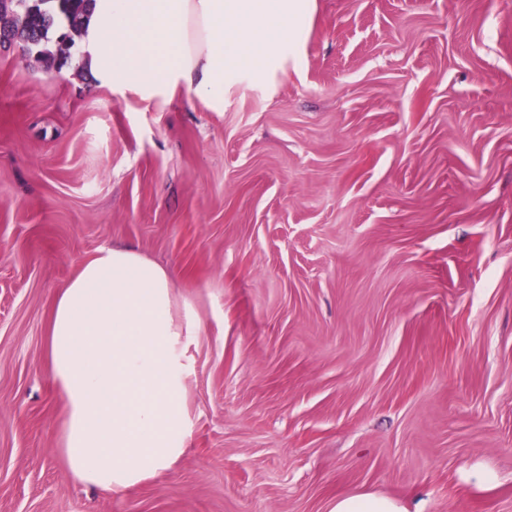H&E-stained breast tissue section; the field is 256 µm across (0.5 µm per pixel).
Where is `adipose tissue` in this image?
Listing matches in <instances>:
<instances>
[{"label":"adipose tissue","mask_w":512,"mask_h":512,"mask_svg":"<svg viewBox=\"0 0 512 512\" xmlns=\"http://www.w3.org/2000/svg\"><path fill=\"white\" fill-rule=\"evenodd\" d=\"M315 0H95L81 37L92 75L150 99L182 86L213 106L249 80L299 68ZM173 272L111 246L58 297L47 359L67 406L60 451L72 478L127 491L183 454L193 320L174 315Z\"/></svg>","instance_id":"1"}]
</instances>
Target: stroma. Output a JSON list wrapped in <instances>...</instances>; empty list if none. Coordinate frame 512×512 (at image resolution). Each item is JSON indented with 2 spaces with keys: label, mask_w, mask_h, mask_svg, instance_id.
I'll use <instances>...</instances> for the list:
<instances>
[{
  "label": "stroma",
  "mask_w": 512,
  "mask_h": 512,
  "mask_svg": "<svg viewBox=\"0 0 512 512\" xmlns=\"http://www.w3.org/2000/svg\"><path fill=\"white\" fill-rule=\"evenodd\" d=\"M171 268L189 447L75 482L55 301ZM494 474L478 482L476 473ZM512 512V0H316L299 69L212 111L0 47V512ZM331 512H409L396 500L374 494L341 496L331 508Z\"/></svg>",
  "instance_id": "1"
}]
</instances>
